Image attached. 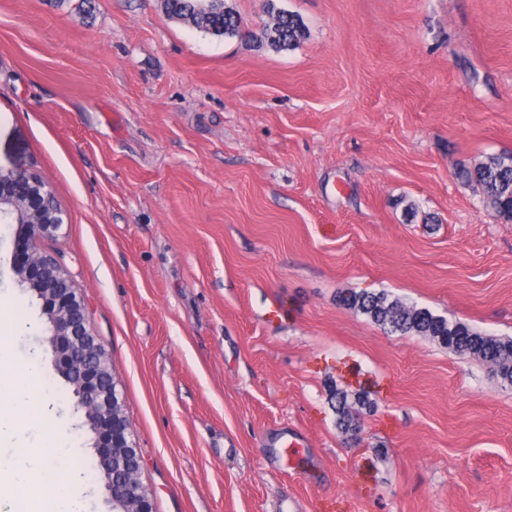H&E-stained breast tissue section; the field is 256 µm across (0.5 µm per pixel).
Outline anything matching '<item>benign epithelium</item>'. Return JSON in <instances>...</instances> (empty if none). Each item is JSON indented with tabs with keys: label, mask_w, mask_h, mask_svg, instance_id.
Wrapping results in <instances>:
<instances>
[{
	"label": "benign epithelium",
	"mask_w": 512,
	"mask_h": 512,
	"mask_svg": "<svg viewBox=\"0 0 512 512\" xmlns=\"http://www.w3.org/2000/svg\"><path fill=\"white\" fill-rule=\"evenodd\" d=\"M54 199V191L36 174L0 170V223L17 225L16 235L24 237L14 273L42 302L46 342L59 375L72 378L76 405L84 412L97 458L121 466L105 480L112 505L120 512H153L140 471L126 466L139 451L107 352L87 327L82 295L65 266L36 247L38 240L63 231L65 214Z\"/></svg>",
	"instance_id": "7a95c632"
}]
</instances>
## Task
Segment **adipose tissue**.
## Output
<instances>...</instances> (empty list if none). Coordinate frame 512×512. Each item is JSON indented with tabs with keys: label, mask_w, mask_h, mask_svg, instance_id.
Returning <instances> with one entry per match:
<instances>
[{
	"label": "adipose tissue",
	"mask_w": 512,
	"mask_h": 512,
	"mask_svg": "<svg viewBox=\"0 0 512 512\" xmlns=\"http://www.w3.org/2000/svg\"><path fill=\"white\" fill-rule=\"evenodd\" d=\"M35 363L17 369L9 335L0 336V497L17 501L18 512H81V485L75 475L65 474L75 448L56 428H46L36 452L24 451L21 416L39 421L46 407H33L37 384ZM52 470L60 479L47 484L35 481V473Z\"/></svg>",
	"instance_id": "1"
}]
</instances>
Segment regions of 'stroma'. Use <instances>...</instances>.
<instances>
[{
	"label": "stroma",
	"instance_id": "stroma-1",
	"mask_svg": "<svg viewBox=\"0 0 512 512\" xmlns=\"http://www.w3.org/2000/svg\"><path fill=\"white\" fill-rule=\"evenodd\" d=\"M267 1L228 0L243 34L215 37L162 0H0V169L69 217L37 246L82 294L154 512H512V389L338 300L512 338V220L455 175L512 154V0H271L306 28L282 52L256 39ZM15 255L0 224L15 360L85 512H112ZM355 372L393 389L352 447L329 394Z\"/></svg>",
	"mask_w": 512,
	"mask_h": 512
}]
</instances>
